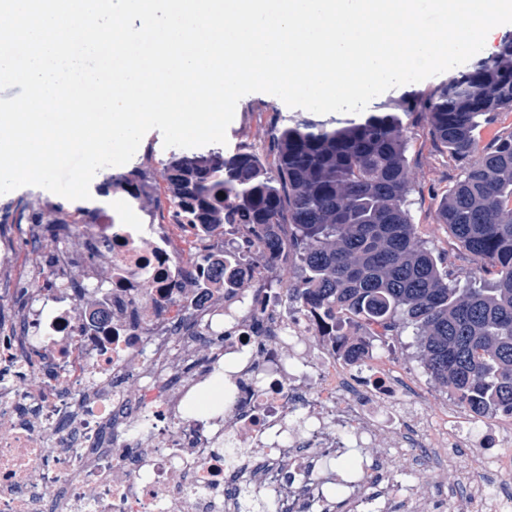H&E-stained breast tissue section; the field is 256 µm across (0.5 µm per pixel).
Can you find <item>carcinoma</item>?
Segmentation results:
<instances>
[{
    "instance_id": "obj_1",
    "label": "carcinoma",
    "mask_w": 512,
    "mask_h": 512,
    "mask_svg": "<svg viewBox=\"0 0 512 512\" xmlns=\"http://www.w3.org/2000/svg\"><path fill=\"white\" fill-rule=\"evenodd\" d=\"M504 112H512V37L425 97L356 117L280 119L270 163L249 144L173 156L169 192L190 223L252 224L272 253L288 226L302 271L296 300L332 322L347 313L389 332L414 326L441 386L471 409L512 413V133L481 145L484 122ZM418 114L450 157H476L439 201L437 219L478 267L494 270L487 288L448 278L416 236L406 152ZM117 188L136 200L150 190L148 173L109 177L91 207L57 205L61 223L93 218Z\"/></svg>"
}]
</instances>
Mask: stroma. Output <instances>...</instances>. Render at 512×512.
<instances>
[{"mask_svg": "<svg viewBox=\"0 0 512 512\" xmlns=\"http://www.w3.org/2000/svg\"><path fill=\"white\" fill-rule=\"evenodd\" d=\"M291 113V107L274 95L263 92L245 95L239 100L234 119L227 128L223 152L232 153L239 144L247 143L263 159H270V128L278 117ZM407 136V156L414 173V187L408 200L418 239L433 251L442 266L447 267L449 278L461 279L470 288L488 287L495 278L494 273L476 271L468 252L450 235L447 225L438 223L436 219L438 202L456 181L462 179L464 163L448 156L433 141L422 120L413 121ZM375 354L395 360L418 385L423 408L433 415L441 414L450 395L426 371L419 341L412 328L399 329L398 333L386 337L383 343L378 344ZM453 455L454 465L441 467L435 473L418 470L414 463L406 460L382 469L381 476L396 482L403 492L422 499L429 512H466L464 481L470 464V451L457 448ZM379 459L378 447L372 446L351 449L332 463V471L340 478L330 490L334 512H350L352 497L342 482L343 477L359 464Z\"/></svg>", "mask_w": 512, "mask_h": 512, "instance_id": "1", "label": "stroma"}]
</instances>
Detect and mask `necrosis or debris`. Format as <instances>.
I'll return each instance as SVG.
<instances>
[{
	"label": "necrosis or debris",
	"instance_id": "obj_1",
	"mask_svg": "<svg viewBox=\"0 0 512 512\" xmlns=\"http://www.w3.org/2000/svg\"><path fill=\"white\" fill-rule=\"evenodd\" d=\"M249 231L102 210L47 251L0 236V280L29 295L0 326V512H245L266 493L276 512H332L330 460L384 439L386 461L423 468L471 449L470 512H512V427L402 403L413 386L374 359L380 330L295 301L282 252ZM375 478L354 481L356 512H425L389 483L363 496Z\"/></svg>",
	"mask_w": 512,
	"mask_h": 512
}]
</instances>
